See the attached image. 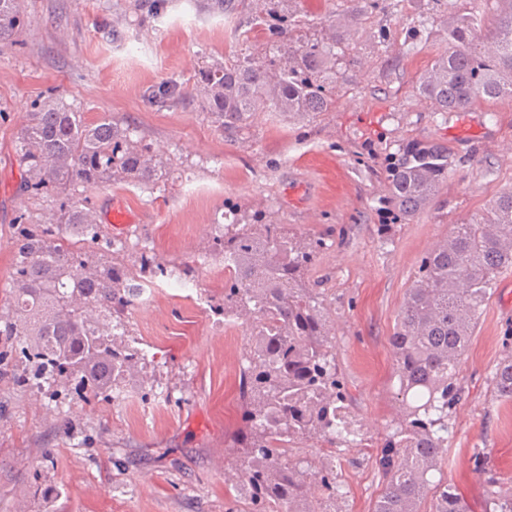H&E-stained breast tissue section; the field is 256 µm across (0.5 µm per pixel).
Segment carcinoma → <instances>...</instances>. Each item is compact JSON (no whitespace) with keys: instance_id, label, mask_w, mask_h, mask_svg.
I'll use <instances>...</instances> for the list:
<instances>
[{"instance_id":"1","label":"carcinoma","mask_w":512,"mask_h":512,"mask_svg":"<svg viewBox=\"0 0 512 512\" xmlns=\"http://www.w3.org/2000/svg\"><path fill=\"white\" fill-rule=\"evenodd\" d=\"M496 5L494 26L483 12L453 16L448 47L416 84L438 112H467L479 101L512 99V0H473ZM382 0H347L345 13L320 38L295 36L300 20L284 17L268 29L270 41L299 47L273 68L248 57L205 64L196 82L199 102L232 137L261 112L310 119L333 105L327 86L346 81L336 71L344 40L358 31ZM24 23L21 0H0V44ZM133 131L82 113L47 96L33 104L18 132L16 153L23 189L56 201L55 222L31 224L21 213L15 243L10 314L0 335L22 344L17 382L31 388L77 381L84 400L102 391L122 392L138 360L128 351L119 314L140 300L141 278H186L194 268L171 266L141 253L133 265L120 259L124 245L102 234L96 216L73 201L79 185L116 183L154 190L169 176L151 146ZM448 145L409 141L385 170L386 203L399 219L426 210L448 180ZM91 240L101 254L84 257ZM325 245L261 213L224 225L210 253L224 258V323L250 327L246 365L239 380L242 426L230 445L239 512H342L336 460L365 438L349 416L346 386L336 363L328 289L308 274ZM512 269V189L501 192L485 214L457 224L442 249L421 260L390 338L399 402L391 432L376 450L383 479L372 512H469L458 489L435 478L448 451V409L458 400L456 379L469 337L489 290ZM493 396L512 401V355L492 378ZM312 442L321 460L295 458ZM489 512H512V492L485 480Z\"/></svg>"}]
</instances>
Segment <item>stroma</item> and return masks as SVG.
<instances>
[{
	"instance_id": "1",
	"label": "stroma",
	"mask_w": 512,
	"mask_h": 512,
	"mask_svg": "<svg viewBox=\"0 0 512 512\" xmlns=\"http://www.w3.org/2000/svg\"><path fill=\"white\" fill-rule=\"evenodd\" d=\"M166 0L152 17L135 0H21L25 23L0 44V315L13 289L14 218L52 223L53 199L20 188L16 133L35 100L55 95L87 122L112 115L167 162L168 181L146 191L131 185L77 187L105 235H117L127 260L141 252L168 264L222 268L208 249L236 210H257L325 247L312 279L329 290L336 357L350 415L370 440L341 458L343 512H372L382 485L375 462L397 414L390 337L421 259L453 225L480 218L512 187V100L481 101L467 112L435 114L415 86L445 49L449 14L433 0H386L350 40L336 66L346 82L332 111L298 121L260 114L244 135L217 131L194 94L204 62L233 56L276 59L264 24L293 13L304 36L341 14L345 0ZM434 17L429 38L403 55L405 31L386 54L373 52L380 27L419 13ZM254 24L251 39L239 26ZM176 83L174 101L152 105L149 91ZM446 142L452 157L438 200L415 221L396 219L384 198V170L402 143ZM130 223L114 233L113 206ZM224 298L223 276L202 289H157L137 304L127 329L147 352L126 382L122 401L56 399L51 388L13 384L0 362V512H229L225 486L231 445L241 424L239 376L250 331L222 329L212 304ZM512 350V271L491 288L458 375L460 399L449 410L452 434L443 462L470 512H485L484 453L489 474L512 488V402L496 400L491 374ZM53 449L52 461L42 457ZM58 488L42 498L37 485Z\"/></svg>"
}]
</instances>
